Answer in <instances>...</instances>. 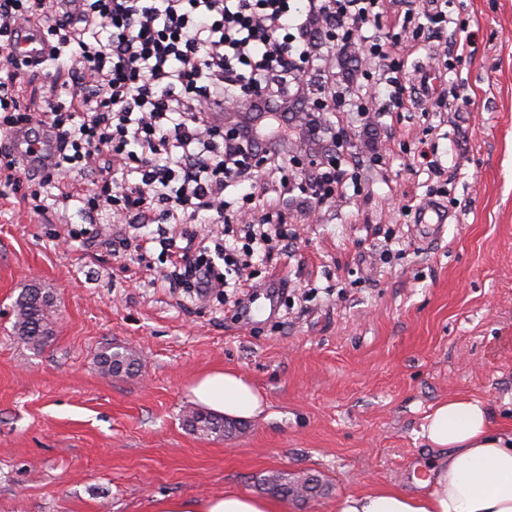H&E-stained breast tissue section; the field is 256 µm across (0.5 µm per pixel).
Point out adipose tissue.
<instances>
[{
	"label": "adipose tissue",
	"instance_id": "obj_1",
	"mask_svg": "<svg viewBox=\"0 0 512 512\" xmlns=\"http://www.w3.org/2000/svg\"><path fill=\"white\" fill-rule=\"evenodd\" d=\"M195 403L233 418L262 414L264 400L239 373L213 370L191 387ZM421 436L432 456L417 492L371 487L342 496L336 512H512V426H495L485 404L438 400ZM153 512H284L280 500L234 489L197 498H161Z\"/></svg>",
	"mask_w": 512,
	"mask_h": 512
}]
</instances>
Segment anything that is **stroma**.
Returning a JSON list of instances; mask_svg holds the SVG:
<instances>
[{
  "instance_id": "obj_1",
  "label": "stroma",
  "mask_w": 512,
  "mask_h": 512,
  "mask_svg": "<svg viewBox=\"0 0 512 512\" xmlns=\"http://www.w3.org/2000/svg\"><path fill=\"white\" fill-rule=\"evenodd\" d=\"M448 13L465 61L432 73L424 36L410 37L415 105L367 132L337 115L348 145L371 137L387 153L359 192L312 214L265 202L299 239L260 266L249 314L163 287L157 256L112 254L96 240L106 214L38 217L25 185L0 199V512H151L160 497L255 494L263 475L302 471L329 491L285 512H335L351 491L414 490L438 399L473 397L512 423V0H448ZM65 87L28 72L17 94L39 112ZM421 143L448 168L446 197L413 169ZM434 200L448 221L425 238L414 211ZM391 233L401 253L386 264ZM32 285L54 302L39 348L14 331ZM110 344L137 353L136 373L100 372ZM218 368L267 402L231 437L184 423L189 386Z\"/></svg>"
}]
</instances>
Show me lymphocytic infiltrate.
Masks as SVG:
<instances>
[{
	"instance_id": "f902f5d3",
	"label": "lymphocytic infiltrate",
	"mask_w": 512,
	"mask_h": 512,
	"mask_svg": "<svg viewBox=\"0 0 512 512\" xmlns=\"http://www.w3.org/2000/svg\"><path fill=\"white\" fill-rule=\"evenodd\" d=\"M404 23L422 18L428 37L448 33V0H0V51L10 52L23 26L42 27L53 49L49 62L71 76V104L22 111L16 84L26 63L0 75V132L38 138L56 134L53 153L21 160L0 143V186L34 184L37 215L79 203L108 211L113 223L143 228L169 269L162 280L188 297L229 290L244 310V290L256 275L255 258L287 241L270 218L249 220L262 200L252 165L260 158L279 192L305 202H335L362 164L379 166L377 144L344 151L336 108L356 120L407 109L414 91L399 76L382 33L387 5ZM382 61L375 86L329 78L327 95L312 98L304 74L336 55ZM326 157L300 182L285 178L297 150ZM136 180H129V173ZM89 179L81 192L44 198L41 188ZM199 224H220L223 237L199 241Z\"/></svg>"
}]
</instances>
